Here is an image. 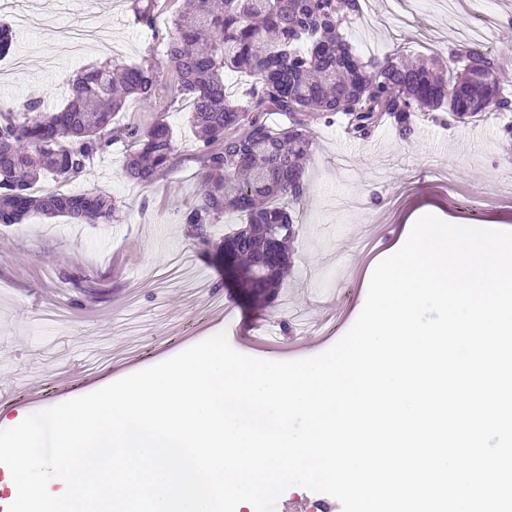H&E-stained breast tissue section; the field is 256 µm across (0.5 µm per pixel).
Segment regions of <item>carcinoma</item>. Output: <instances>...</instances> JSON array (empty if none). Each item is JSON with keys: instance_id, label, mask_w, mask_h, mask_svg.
I'll list each match as a JSON object with an SVG mask.
<instances>
[{"instance_id": "carcinoma-1", "label": "carcinoma", "mask_w": 512, "mask_h": 512, "mask_svg": "<svg viewBox=\"0 0 512 512\" xmlns=\"http://www.w3.org/2000/svg\"><path fill=\"white\" fill-rule=\"evenodd\" d=\"M134 11L154 25V0H134ZM360 17L359 0H186L165 46L176 74V94L190 101L191 125L206 159L195 203L183 215L189 235L212 245L210 226L227 212L242 224L216 245L224 272L253 300L277 292L290 263L296 230L262 232L241 228L296 224L288 203L308 190L311 156L307 116L342 115L354 138L368 140L388 117L401 138L414 132L418 112H449L466 120L489 102L512 110V93L502 86L499 58L476 44L450 53L448 67L426 60L406 64L391 54H361L346 28ZM253 78L246 95L232 99L224 73ZM157 69L151 63L108 62L80 71L69 81V99L53 112L30 98L0 111V224L28 217L68 216L80 224H112L118 209L105 193L66 196L35 189L50 176L66 182L87 161L111 147L119 134L131 143L124 170L147 185L168 169L175 151L165 118L147 128L114 127L128 98L149 100ZM276 109L294 116L289 126L271 130L260 115ZM248 121L239 137L228 132Z\"/></svg>"}]
</instances>
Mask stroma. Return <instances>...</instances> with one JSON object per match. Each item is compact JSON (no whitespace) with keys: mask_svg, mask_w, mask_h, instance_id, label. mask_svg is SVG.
<instances>
[{"mask_svg":"<svg viewBox=\"0 0 512 512\" xmlns=\"http://www.w3.org/2000/svg\"><path fill=\"white\" fill-rule=\"evenodd\" d=\"M371 2L349 28L352 41L410 59L448 58L478 8L490 48L512 76V0H458L452 18L434 0ZM183 4L156 0L148 27L131 0H0V21L14 35L0 56V108L30 98L56 107L84 68L149 61L160 72L153 98L128 100L115 122L146 127L162 115L177 141L152 184L126 179L130 144L121 138L57 184L64 194H109L119 223L0 224V429L18 413L94 392L222 330L236 351L257 359L325 352L359 316L370 263L401 248L417 211L512 231V139L504 133L512 111L488 108L464 129L448 113L420 114L406 140L387 124L358 141L344 121L314 120L310 196L295 210L290 271L270 302L237 295L182 222L205 167L164 56ZM19 56L25 69L14 65Z\"/></svg>","mask_w":512,"mask_h":512,"instance_id":"1","label":"stroma"}]
</instances>
